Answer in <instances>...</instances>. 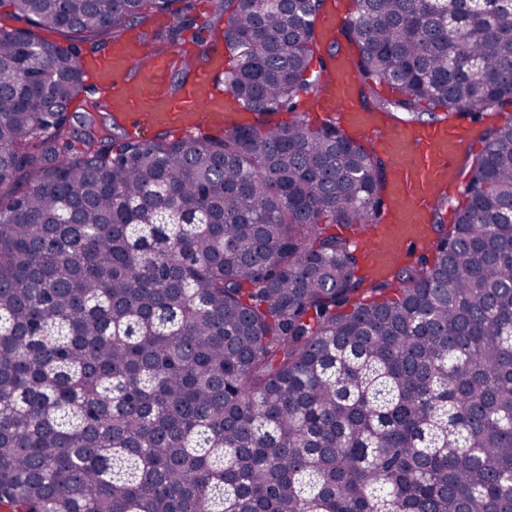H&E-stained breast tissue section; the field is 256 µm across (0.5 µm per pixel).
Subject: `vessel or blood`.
I'll use <instances>...</instances> for the list:
<instances>
[{
	"instance_id": "b4317fda",
	"label": "vessel or blood",
	"mask_w": 512,
	"mask_h": 512,
	"mask_svg": "<svg viewBox=\"0 0 512 512\" xmlns=\"http://www.w3.org/2000/svg\"><path fill=\"white\" fill-rule=\"evenodd\" d=\"M150 43L149 35L137 34L100 56L89 80L105 108L144 128L192 131L223 122L224 91L215 81L224 69L223 47H216L209 65L175 89L169 82L170 59L151 52ZM324 85L320 111L338 113L345 130L362 133V145L390 163L386 218L361 243L369 271L383 274L394 262L426 249L437 198L455 188L460 159L476 138L451 119L387 131L384 115L365 112L357 103L351 55L333 60Z\"/></svg>"
}]
</instances>
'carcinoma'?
<instances>
[{
	"mask_svg": "<svg viewBox=\"0 0 512 512\" xmlns=\"http://www.w3.org/2000/svg\"><path fill=\"white\" fill-rule=\"evenodd\" d=\"M0 503L17 512H512V123L454 223L380 278L387 163L275 119L356 50L366 112L512 106L497 0H213L229 110L173 139L68 115L77 52L192 0H4Z\"/></svg>",
	"mask_w": 512,
	"mask_h": 512,
	"instance_id": "carcinoma-1",
	"label": "carcinoma"
}]
</instances>
